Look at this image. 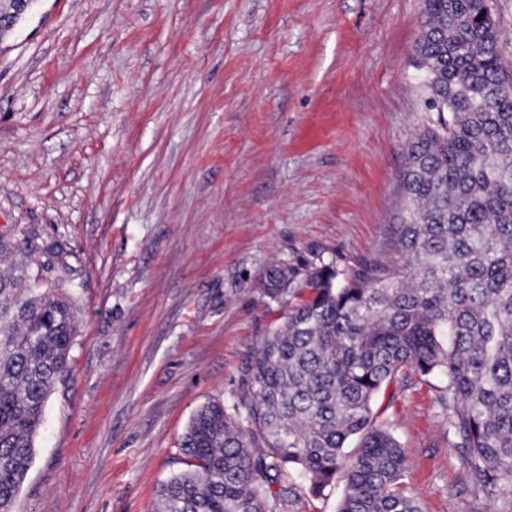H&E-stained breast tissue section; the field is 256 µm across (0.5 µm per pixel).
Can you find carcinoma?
I'll return each mask as SVG.
<instances>
[{"label":"carcinoma","instance_id":"obj_1","mask_svg":"<svg viewBox=\"0 0 512 512\" xmlns=\"http://www.w3.org/2000/svg\"><path fill=\"white\" fill-rule=\"evenodd\" d=\"M487 0H424L415 44L426 123L406 149L395 259L345 272L319 258L269 266L286 307L253 350L238 400L196 412L187 469L158 512H270L341 485L336 512H422L376 397L440 375L462 476L481 501L512 487V64ZM34 231L0 238V512H14L45 407L69 376L80 307ZM502 502V501H500ZM496 512H512V500Z\"/></svg>","mask_w":512,"mask_h":512}]
</instances>
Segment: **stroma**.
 I'll list each match as a JSON object with an SVG mask.
<instances>
[{"instance_id": "stroma-1", "label": "stroma", "mask_w": 512, "mask_h": 512, "mask_svg": "<svg viewBox=\"0 0 512 512\" xmlns=\"http://www.w3.org/2000/svg\"><path fill=\"white\" fill-rule=\"evenodd\" d=\"M423 0H39L0 39V233L62 249L81 308L16 512H155L193 414L281 308L265 268L387 253L425 112ZM394 423L422 512H486L436 398Z\"/></svg>"}]
</instances>
